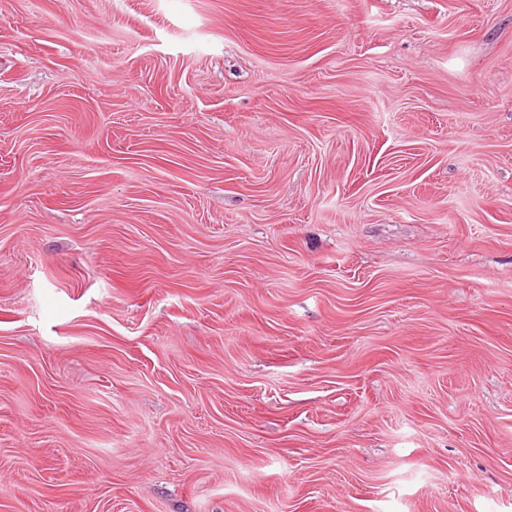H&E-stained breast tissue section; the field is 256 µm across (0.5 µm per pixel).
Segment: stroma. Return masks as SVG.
Segmentation results:
<instances>
[{"label": "stroma", "instance_id": "obj_1", "mask_svg": "<svg viewBox=\"0 0 512 512\" xmlns=\"http://www.w3.org/2000/svg\"><path fill=\"white\" fill-rule=\"evenodd\" d=\"M0 512H512V0H0Z\"/></svg>", "mask_w": 512, "mask_h": 512}]
</instances>
